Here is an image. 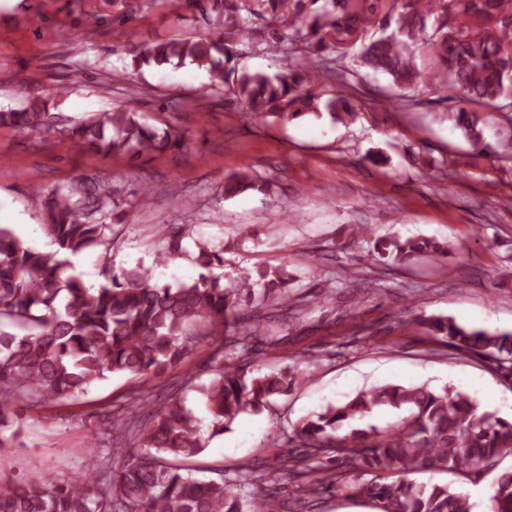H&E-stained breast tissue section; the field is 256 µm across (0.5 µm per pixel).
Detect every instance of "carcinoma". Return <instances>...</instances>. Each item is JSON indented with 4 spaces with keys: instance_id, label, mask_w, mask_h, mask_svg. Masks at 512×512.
Instances as JSON below:
<instances>
[{
    "instance_id": "1",
    "label": "carcinoma",
    "mask_w": 512,
    "mask_h": 512,
    "mask_svg": "<svg viewBox=\"0 0 512 512\" xmlns=\"http://www.w3.org/2000/svg\"><path fill=\"white\" fill-rule=\"evenodd\" d=\"M320 1L323 5L315 7ZM248 3L195 0L201 12L214 14L210 31L198 39L148 45L133 56L132 65L204 67L212 85L227 90L248 112H276L286 121L318 112L323 104L347 120L353 115L350 101L343 95L324 101L316 87L321 72L329 70L324 54L345 41L365 40L359 61L390 75L400 88L437 86L450 101L512 108V0H391L379 22L381 35L372 40L368 29L379 0H256L273 15L294 10L289 27L271 32V47L288 66L274 77L238 72L231 65L236 46L251 41L242 15ZM392 25L396 29L387 32ZM414 42L428 49L436 63L432 70L414 65ZM141 119L125 107L75 121L50 111L49 101L37 96L21 110L0 112V127L53 135L104 156L138 157L185 146L177 129L160 130ZM453 119L473 142L479 141L476 113L459 107ZM247 189L268 192L271 183L246 174L224 182L227 197ZM42 200V228L53 250L28 247L0 227V453L23 446L21 429H12L15 401L69 397L114 374L159 379L205 343L206 335L195 329L201 323L229 337L224 363L203 388L212 434L224 433L240 414L259 412L288 393L294 384L288 372L251 378L243 373L245 338L259 334L264 321L259 317L241 328L237 318L243 307L257 308L273 294L285 307L300 302L288 293V265L260 270L256 280L242 276L226 287L214 274V267L224 266L221 252L201 247L196 261L203 272L190 283L155 285L150 269L142 266L118 276L108 258L112 223L125 212L123 200L112 193V179H78L42 194ZM98 246L106 247L101 283L87 286L76 277H62L70 257ZM428 252L446 256L448 244L411 238L376 242L378 256L398 264ZM424 325L439 344L488 363L512 382V333L467 328L447 316L428 317ZM379 410L407 416L380 429L368 423ZM131 442L140 454L112 470ZM204 448L196 417L173 394L143 429L128 416H114L108 452L89 461L75 482L59 481L47 471L16 481L0 477V512H281L278 491L262 468L244 469L236 486L200 481L185 472L178 461ZM511 454L512 416L486 411L471 394L451 386L385 384L296 423L283 458L294 499L288 509L316 512L324 494L336 490L376 501L381 512H471L468 497L450 485L407 481L406 475L436 469L468 476L496 468ZM315 463L338 468L312 478ZM489 502L491 512H512L511 471L497 478Z\"/></svg>"
}]
</instances>
